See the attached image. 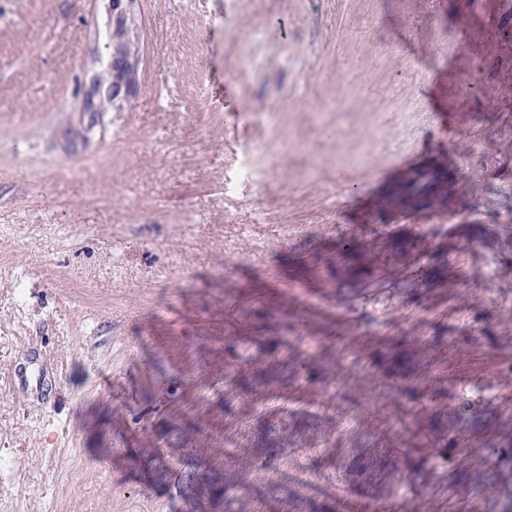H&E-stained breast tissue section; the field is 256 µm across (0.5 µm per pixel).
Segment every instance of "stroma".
<instances>
[{
    "label": "stroma",
    "mask_w": 512,
    "mask_h": 512,
    "mask_svg": "<svg viewBox=\"0 0 512 512\" xmlns=\"http://www.w3.org/2000/svg\"><path fill=\"white\" fill-rule=\"evenodd\" d=\"M109 17L0 0V512H512V0H139L88 112ZM138 0H120L111 2V16L114 29V51L111 54L109 78L96 77L101 85L108 83L107 94L100 99L97 111L102 103L110 100L113 107H121L124 102L133 98L139 88V65L137 56L132 53L131 46L139 39L137 23Z\"/></svg>",
    "instance_id": "stroma-1"
}]
</instances>
